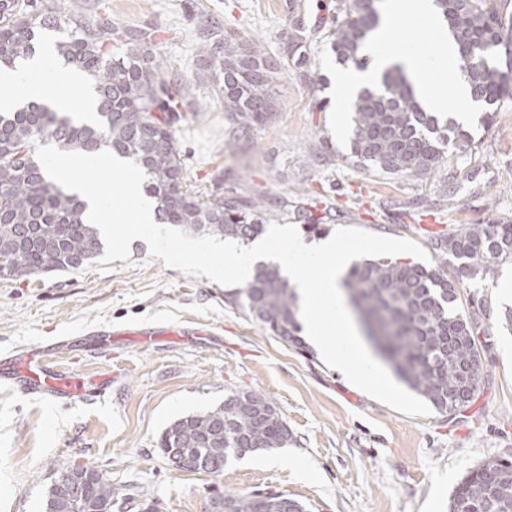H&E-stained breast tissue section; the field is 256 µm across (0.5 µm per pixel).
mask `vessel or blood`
Returning <instances> with one entry per match:
<instances>
[{
  "mask_svg": "<svg viewBox=\"0 0 512 512\" xmlns=\"http://www.w3.org/2000/svg\"><path fill=\"white\" fill-rule=\"evenodd\" d=\"M73 344V337L66 336L48 344L13 350L0 360V383L50 403L104 394L111 386L110 376H80L59 361V352Z\"/></svg>",
  "mask_w": 512,
  "mask_h": 512,
  "instance_id": "1",
  "label": "vessel or blood"
}]
</instances>
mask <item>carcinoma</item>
<instances>
[{"label":"carcinoma","mask_w":512,"mask_h":512,"mask_svg":"<svg viewBox=\"0 0 512 512\" xmlns=\"http://www.w3.org/2000/svg\"><path fill=\"white\" fill-rule=\"evenodd\" d=\"M379 0H349L328 29L337 61L360 69L363 42L378 25ZM457 46L458 66L473 101L493 111L512 97V0H435ZM44 31L58 33L57 56L92 80L96 117L86 123L60 117L52 107L29 103L0 112V276H39L73 272L103 249L99 229L88 223L84 203L51 180L35 156V146L94 153L102 148L134 161L149 179L157 199L158 223L197 235L213 234L242 242L261 235L265 225L288 220V200L268 206L263 195L209 197L187 184L185 164L173 129L179 113L196 108L193 84L166 76L163 59L150 39L125 32V48L112 55V18L87 11L79 0L60 15L48 7L32 9L30 0H0V68H13L34 56ZM202 61L196 80L216 83L224 112L238 129L268 121L277 108L272 93L274 71L265 45L240 42L210 28L199 44ZM349 161L384 176L433 177L452 155L469 149L472 135L453 117L427 112L417 101L407 76L398 69L383 76L373 90L353 101ZM293 212L312 230L332 218L316 217L307 198L294 201ZM448 264L427 267L381 259L353 263L343 278L345 293L382 336L381 356L407 387L440 413L455 414L448 397L464 393L469 403L485 377L478 359L490 346L483 323L484 302L474 311L458 309L460 291L469 282L494 274L512 262V221L468 224L431 238ZM270 333L307 354L299 322L298 297L279 269L260 266L244 287L227 294ZM266 402L261 417L247 404L222 405L181 416L162 432L164 457L190 451L189 469L210 464L224 473L228 460L258 450L283 448L290 432L273 402L251 390L229 393ZM115 496L112 484H88L76 502L54 485L44 496V512H106ZM282 494H224L232 512H281ZM448 512H512V461L493 458L471 470L455 488Z\"/></svg>","instance_id":"obj_1"}]
</instances>
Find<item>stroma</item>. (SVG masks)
<instances>
[{
  "label": "stroma",
  "instance_id": "35a3bbf8",
  "mask_svg": "<svg viewBox=\"0 0 512 512\" xmlns=\"http://www.w3.org/2000/svg\"><path fill=\"white\" fill-rule=\"evenodd\" d=\"M88 9L156 42L169 73L194 81L199 31L264 42L279 74L278 109L247 131L226 118L215 85L196 83L197 109L175 125L190 184L202 193L309 197L340 227L417 242L465 224L512 220V99L491 123L475 122L469 152L431 179L382 176L343 157L329 128V89H313L309 65L327 45L340 0H85ZM308 66L296 67L297 54ZM129 260L38 277H0V354L108 325L111 350H70L79 374L109 372L110 392L48 405L0 387V512H42L61 471L93 466L118 497L156 512H208L219 493L283 492L308 512H448L463 477L481 462L512 459V332L495 326L486 378L463 412L403 414L270 335L225 303V287L150 258L136 239ZM163 327L141 342L132 331ZM247 389L271 399L288 425L281 449L233 458L221 476L180 471L158 448L178 417Z\"/></svg>",
  "mask_w": 512,
  "mask_h": 512
}]
</instances>
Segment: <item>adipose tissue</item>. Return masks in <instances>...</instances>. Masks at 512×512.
Instances as JSON below:
<instances>
[{
	"label": "adipose tissue",
	"instance_id": "obj_1",
	"mask_svg": "<svg viewBox=\"0 0 512 512\" xmlns=\"http://www.w3.org/2000/svg\"><path fill=\"white\" fill-rule=\"evenodd\" d=\"M75 90L80 95L79 110L84 117L94 114L89 88L80 70L56 62L52 51H44L32 63L13 70H0V109L11 107L19 98L47 101L58 110L67 112V99L58 97L59 88Z\"/></svg>",
	"mask_w": 512,
	"mask_h": 512
}]
</instances>
